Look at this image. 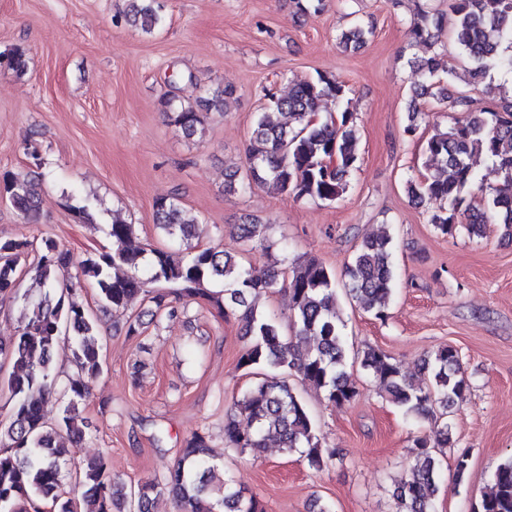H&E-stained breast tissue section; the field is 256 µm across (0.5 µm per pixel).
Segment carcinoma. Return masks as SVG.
Wrapping results in <instances>:
<instances>
[{
	"label": "carcinoma",
	"mask_w": 512,
	"mask_h": 512,
	"mask_svg": "<svg viewBox=\"0 0 512 512\" xmlns=\"http://www.w3.org/2000/svg\"><path fill=\"white\" fill-rule=\"evenodd\" d=\"M159 0H129L127 15L132 25L150 34L163 23ZM456 17L454 41L469 63L472 81L484 82L495 73L512 77V0H448ZM444 15L421 7L410 24L412 42L424 46L428 55L413 61L418 83L408 106L405 133L416 134L423 109L419 98L430 96L448 103L457 113L450 126L426 137L423 155L426 172L410 177L405 191L412 201L439 200L444 207L431 215L443 235L465 230L481 237L489 224L502 225L512 236V101L487 112L468 110V98L460 93L448 98L447 88L434 89V80L453 70L439 50ZM372 30L360 23L342 32L345 48L366 41ZM0 67L18 74L26 71L25 52L19 47L0 51ZM346 85L334 75L318 74L293 84L284 95L272 94L257 113L246 143L241 166L225 171L224 192L234 194L255 186L291 194L299 199L334 202L349 184L359 159L355 113L345 109L319 117L325 100L343 101ZM235 96L231 86L215 85L205 95L186 101L175 95L161 100L167 122L185 136L203 130L200 107L220 112ZM483 155L486 171L473 167L472 158ZM492 177H501L509 189H496L492 196L476 197ZM0 187L10 204L28 217L39 208V183L21 172L0 173ZM153 221L168 236L171 246L149 251L132 245L134 225L114 220L108 227L114 249L78 263V272L68 283L60 274L73 264L69 251L47 237L40 245L27 239L0 237V295L21 300L22 320L13 338L0 342V356L11 366L0 378V512H28L34 505H48L53 512H114L127 502L129 512H152L156 497L167 495L178 512H266L254 494L220 476L219 464L209 457L206 429L187 436L178 456L161 478L129 485L112 474L110 451L89 461H77L70 449L81 446L89 424L75 419L89 394L84 377L102 370L98 328L94 317L69 301V296L90 285L105 307L115 312L131 309L142 297L150 308L127 320V334L138 336L144 317H173L178 309L169 294L150 291L147 285L163 280L173 285L178 300L204 303L224 318L240 322L249 337L238 358L243 368L272 369L282 376H267L249 387L224 416V442L242 455L258 456L266 441L275 438L289 454L298 455L308 468L321 471L336 459V449L322 445L314 420L287 377L325 392L328 403L345 405L357 395L347 372L346 324L338 304L336 277L317 258L282 259L258 268L239 255L218 247H201L192 241L204 233L194 219L184 217L181 199L160 197L153 205ZM271 225L253 220L235 225L236 239L247 250L269 252ZM31 275L42 288L32 301L21 291L22 277ZM395 284L392 241L366 237L346 265L343 290L375 318L384 320ZM288 295L293 314V335L259 312L250 303L253 294ZM70 337L73 363L80 377L62 383L54 364L60 340ZM361 368L373 378L379 392L401 408L405 415L424 419L430 430L412 438V462L396 480L390 494L396 512H436L444 449L453 447L448 424L442 421L448 407L463 401L469 392L461 372L459 351L443 346L423 360L429 383L420 386L402 373L384 351H362ZM62 403L55 423L46 420L44 404L50 397ZM77 471L80 494L64 490L66 466ZM454 478L464 483L469 453L454 458ZM474 512H512V457L500 462L481 491Z\"/></svg>",
	"instance_id": "carcinoma-1"
}]
</instances>
